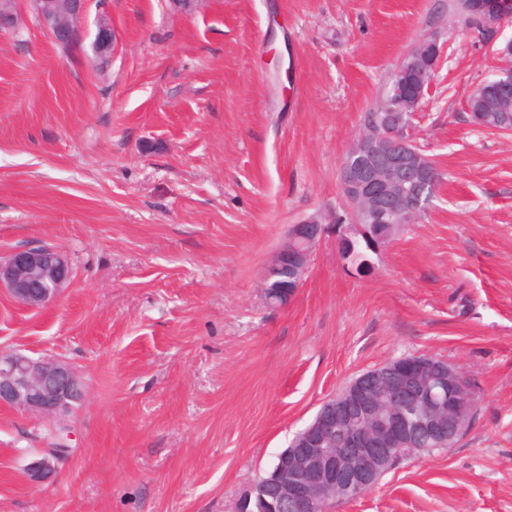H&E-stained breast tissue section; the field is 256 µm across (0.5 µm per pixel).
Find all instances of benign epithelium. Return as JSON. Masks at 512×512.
Masks as SVG:
<instances>
[{"label": "benign epithelium", "mask_w": 512, "mask_h": 512, "mask_svg": "<svg viewBox=\"0 0 512 512\" xmlns=\"http://www.w3.org/2000/svg\"><path fill=\"white\" fill-rule=\"evenodd\" d=\"M91 0H0V32L16 33L31 18L58 46L79 47ZM105 0L92 42L97 68L109 65L120 47ZM494 29L512 18V0H460ZM442 49L433 37L420 41L391 80L397 107L381 104L376 121L363 128L345 152L339 172L342 196L354 216L367 224H411L430 202L437 166L421 153L413 120L431 88ZM497 94H512V70L489 81ZM325 225L310 217L290 228L266 273L267 300L284 305L306 273ZM66 258L53 247L35 244L0 260V287L17 302L39 308L54 300L71 280ZM85 399L77 371L56 357L0 354V407L59 418ZM476 398L463 373L428 354L392 360L354 378L324 401L313 420L288 444L268 479L273 509L325 512V506L372 488L384 470L414 451L421 436L453 442L469 423ZM64 448H48L24 467L32 484L52 480Z\"/></svg>", "instance_id": "1"}]
</instances>
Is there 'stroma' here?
Masks as SVG:
<instances>
[{
	"instance_id": "35a3bbf8",
	"label": "stroma",
	"mask_w": 512,
	"mask_h": 512,
	"mask_svg": "<svg viewBox=\"0 0 512 512\" xmlns=\"http://www.w3.org/2000/svg\"><path fill=\"white\" fill-rule=\"evenodd\" d=\"M122 47L0 35V258L73 269L30 309L0 289V352L68 361L63 419L0 408V512H232L355 377L429 354L477 403L446 449L401 459L330 512H512V133L466 100L512 67L454 0H110ZM443 54L415 118L441 177L357 273L334 232L292 299L264 277L290 225L350 220L342 157L419 41ZM65 454L33 485L29 458ZM482 98L483 94L478 93L475 96L470 98V106H471V113L472 116L470 117L471 120L479 126L485 127L487 129L491 130H498V131H508L512 130V119L509 123L504 124L501 122L498 118L497 108L494 106H491L490 108H485L486 112L484 111L482 107Z\"/></svg>"
}]
</instances>
